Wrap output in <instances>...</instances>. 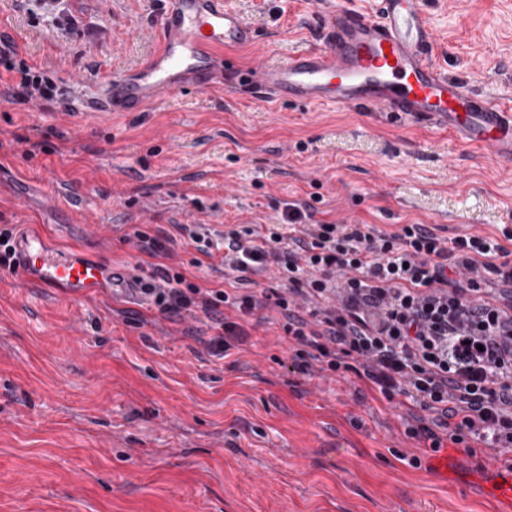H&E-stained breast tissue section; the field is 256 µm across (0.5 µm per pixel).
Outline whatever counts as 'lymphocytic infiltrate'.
I'll return each instance as SVG.
<instances>
[{
	"mask_svg": "<svg viewBox=\"0 0 512 512\" xmlns=\"http://www.w3.org/2000/svg\"><path fill=\"white\" fill-rule=\"evenodd\" d=\"M16 56L1 39L11 102L66 103L55 80ZM283 218L222 231L176 225L174 235L205 257L222 252L225 272L242 283L232 292L186 283L161 263L172 235L134 229L139 249L157 259L139 279L142 301L163 315H206L215 356L243 341V319L276 310L295 371L354 373L408 406L407 435L432 447L446 436L496 460L511 452L512 251L478 233L446 239L426 224L320 223L306 203L286 204ZM273 271L276 286L251 287ZM226 307L237 320L222 316Z\"/></svg>",
	"mask_w": 512,
	"mask_h": 512,
	"instance_id": "obj_1",
	"label": "lymphocytic infiltrate"
}]
</instances>
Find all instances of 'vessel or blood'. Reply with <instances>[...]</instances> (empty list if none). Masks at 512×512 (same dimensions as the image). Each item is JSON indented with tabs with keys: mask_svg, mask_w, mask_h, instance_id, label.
<instances>
[{
	"mask_svg": "<svg viewBox=\"0 0 512 512\" xmlns=\"http://www.w3.org/2000/svg\"><path fill=\"white\" fill-rule=\"evenodd\" d=\"M157 28L158 47L145 63L104 79L102 115L139 112L190 89L222 85L225 51L255 42L254 25L224 0H165ZM435 44L419 0H373L362 9L338 7L319 47L280 63H255L237 77L260 104L366 107L425 120L465 146L512 162V105L449 78L432 60ZM14 248L25 285L75 299L135 292L129 270L76 247L51 245L43 231L20 235ZM489 491L512 512V470L495 472Z\"/></svg>",
	"mask_w": 512,
	"mask_h": 512,
	"instance_id": "1",
	"label": "vessel or blood"
}]
</instances>
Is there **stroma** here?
<instances>
[{
	"mask_svg": "<svg viewBox=\"0 0 512 512\" xmlns=\"http://www.w3.org/2000/svg\"><path fill=\"white\" fill-rule=\"evenodd\" d=\"M161 2L66 0L64 34L28 0H0V37L57 83L82 77L89 96L99 73L154 50ZM229 2L258 28L254 46L230 52L245 68L315 47L337 0ZM420 4L448 76L511 96L512 0ZM61 186L82 194L81 211L44 206ZM289 201L318 221L500 240L512 163L383 112L262 108L241 83L109 117L0 99L2 229L35 224L130 269L153 262L125 240L131 228L279 224ZM172 250L187 282L233 290V276L194 266L189 242ZM282 323L274 310L244 321L245 341L222 358L205 317L52 295L0 269V512H502L482 487L490 459L446 440L449 472L431 473L407 408L350 372L289 370Z\"/></svg>",
	"mask_w": 512,
	"mask_h": 512,
	"instance_id": "obj_1",
	"label": "stroma"
}]
</instances>
